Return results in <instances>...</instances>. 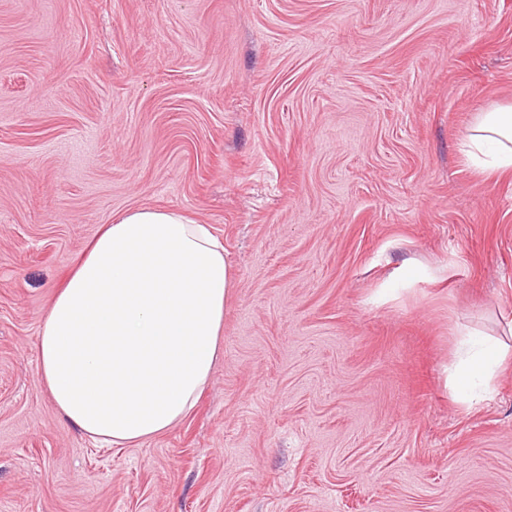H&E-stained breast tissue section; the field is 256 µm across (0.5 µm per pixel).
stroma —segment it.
Listing matches in <instances>:
<instances>
[{
    "label": "stroma",
    "mask_w": 512,
    "mask_h": 512,
    "mask_svg": "<svg viewBox=\"0 0 512 512\" xmlns=\"http://www.w3.org/2000/svg\"><path fill=\"white\" fill-rule=\"evenodd\" d=\"M512 0H0V512H512V367L464 406L453 324L512 317ZM211 225L236 276L196 409L94 443L42 318L101 225ZM461 151L469 162L488 172L512 170V104L480 112Z\"/></svg>",
    "instance_id": "35a3bbf8"
}]
</instances>
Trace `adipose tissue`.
I'll return each instance as SVG.
<instances>
[{"label":"adipose tissue","instance_id":"ef3b65f1","mask_svg":"<svg viewBox=\"0 0 512 512\" xmlns=\"http://www.w3.org/2000/svg\"><path fill=\"white\" fill-rule=\"evenodd\" d=\"M473 165L512 170V104L479 113L461 146ZM235 277L209 225L131 209L104 225L43 317L39 369L61 418L93 441L135 446L194 409L222 352ZM449 373L458 401L482 400L512 363V318L499 338L455 325Z\"/></svg>","mask_w":512,"mask_h":512}]
</instances>
